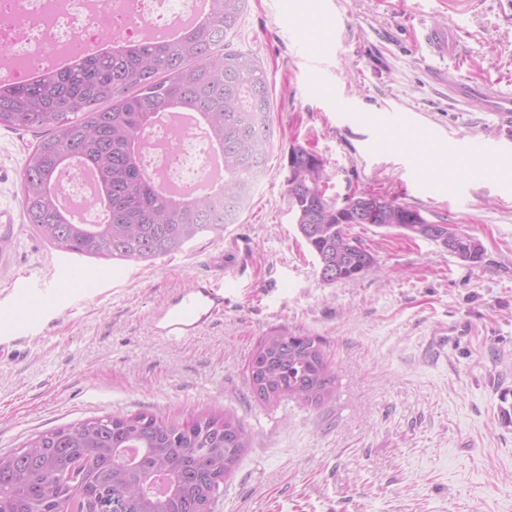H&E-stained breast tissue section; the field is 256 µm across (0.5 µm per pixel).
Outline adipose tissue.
I'll return each mask as SVG.
<instances>
[{
	"instance_id": "obj_1",
	"label": "adipose tissue",
	"mask_w": 512,
	"mask_h": 512,
	"mask_svg": "<svg viewBox=\"0 0 512 512\" xmlns=\"http://www.w3.org/2000/svg\"><path fill=\"white\" fill-rule=\"evenodd\" d=\"M383 141L388 145H405L413 148L421 167L429 172L441 175L449 172L468 175L477 173L486 177L512 178V163L492 158H461L442 154L436 147L433 136L426 132L388 130L383 135Z\"/></svg>"
}]
</instances>
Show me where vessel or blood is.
<instances>
[{"instance_id":"b4317fda","label":"vessel or blood","mask_w":512,"mask_h":512,"mask_svg":"<svg viewBox=\"0 0 512 512\" xmlns=\"http://www.w3.org/2000/svg\"><path fill=\"white\" fill-rule=\"evenodd\" d=\"M424 42L440 60L456 54L455 40L446 31L426 30ZM435 76L447 86L448 97L454 104L482 100L487 114L501 125L512 127V89L498 91L487 83L462 77L445 68L436 70ZM215 267L214 274L195 278L190 287L172 292L155 309L152 324L157 335L176 341L196 335L201 328L223 317L224 304L233 285L222 272L223 262H216ZM59 274L68 288L84 295L93 293L100 283L99 278L88 276L71 262L63 264Z\"/></svg>"}]
</instances>
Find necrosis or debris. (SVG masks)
<instances>
[{
    "label": "necrosis or debris",
    "mask_w": 512,
    "mask_h": 512,
    "mask_svg": "<svg viewBox=\"0 0 512 512\" xmlns=\"http://www.w3.org/2000/svg\"><path fill=\"white\" fill-rule=\"evenodd\" d=\"M197 0H0V81L17 83L43 68L69 61L81 48L99 44L103 21L129 43L144 35L169 36L194 13ZM151 149L140 156L145 171L168 185L189 191L204 184L212 144L197 132L174 131L165 125L149 127ZM67 204L76 206L81 223L98 224L103 216L91 205L86 170L68 168L60 180Z\"/></svg>",
    "instance_id": "necrosis-or-debris-1"
}]
</instances>
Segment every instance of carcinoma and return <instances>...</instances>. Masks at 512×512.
I'll return each mask as SVG.
<instances>
[{
	"label": "carcinoma",
	"instance_id": "cac0c4a2",
	"mask_svg": "<svg viewBox=\"0 0 512 512\" xmlns=\"http://www.w3.org/2000/svg\"><path fill=\"white\" fill-rule=\"evenodd\" d=\"M247 0H210L198 26L167 40L128 44L106 31L105 49H81L65 67L41 71L24 84L0 83V126L39 134L20 174L26 223L56 249L78 256L148 261L184 251L198 237L235 223L244 196L264 169L271 112L263 70L251 56L224 50ZM199 116L223 154L218 190L191 196L160 190L139 164V132L161 113ZM90 170L103 206L99 224H82L58 205L61 173L74 163ZM286 187L298 232L317 258L322 280L357 279L375 264L351 236L359 196L341 205L326 196L324 163L303 147L291 151ZM378 224L425 237L401 224L412 208L378 196ZM453 254L478 263L484 248L460 233ZM253 397L320 403L332 381L318 340L277 331L260 341L248 362ZM249 434L234 418L199 416L182 425L154 414L93 419L59 428L31 445L0 454V512H57L68 507L67 485L89 498L110 492L136 496L132 512H214L220 486L233 472ZM138 448L133 464H115L112 449ZM167 469L173 486L157 494L145 471Z\"/></svg>",
	"mask_w": 512,
	"mask_h": 512
}]
</instances>
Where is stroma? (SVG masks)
I'll return each mask as SVG.
<instances>
[{
	"label": "stroma",
	"instance_id": "stroma-1",
	"mask_svg": "<svg viewBox=\"0 0 512 512\" xmlns=\"http://www.w3.org/2000/svg\"><path fill=\"white\" fill-rule=\"evenodd\" d=\"M248 0L229 47L264 70L271 94L265 175L221 236L148 262L76 257L111 277L90 296L58 278L62 253L26 224L20 179L36 136L0 127V206L15 225L0 243V454L58 427L149 412L182 423L234 415L250 434L214 512H512V198L500 183L424 173L411 150L379 143L370 116L408 115L446 150L512 139L483 112L448 101L422 32L458 33L448 68L512 88V0H326L318 47L328 87L308 78L291 27L301 9ZM351 98L358 118L336 110ZM318 155L329 197L374 190L479 239L482 262L396 229L356 224L376 258L367 276L328 283L301 238L285 178L295 146ZM223 254L235 288L224 316L173 343L152 328L172 291L211 273ZM55 291L52 303L18 296L16 281ZM35 323L14 337L12 321ZM319 339L335 375L320 405L257 402L247 365L271 332Z\"/></svg>",
	"mask_w": 512,
	"mask_h": 512
}]
</instances>
